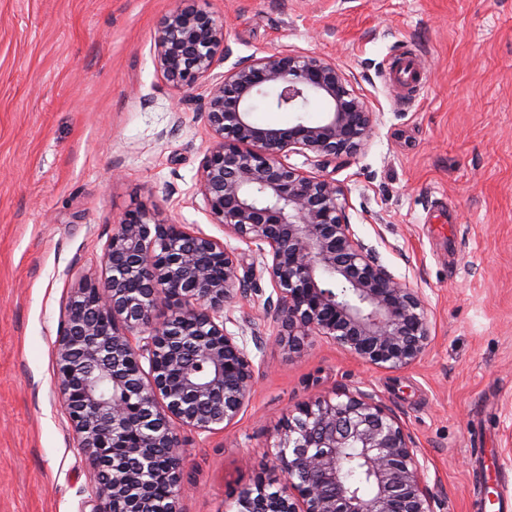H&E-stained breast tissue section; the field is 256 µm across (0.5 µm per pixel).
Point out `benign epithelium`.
Here are the masks:
<instances>
[{
    "mask_svg": "<svg viewBox=\"0 0 512 512\" xmlns=\"http://www.w3.org/2000/svg\"><path fill=\"white\" fill-rule=\"evenodd\" d=\"M157 68L189 90L232 56L224 23L178 0L159 22ZM278 111L325 104L315 123L258 125L254 102ZM213 144L199 175L212 220L256 245L276 298L278 327L296 350L322 336L361 362L401 369L428 350L426 299L355 238L344 187L328 168L363 150L374 115L336 60L281 52L237 61L203 109ZM291 153L314 162L306 173ZM245 291L224 244L138 206L112 230L105 275L85 279L65 308L55 346L56 383L79 448L97 470L90 512H180V430H222L256 383L255 356L225 327L224 308ZM362 464L369 490L346 479ZM284 477L244 490L236 512H432L426 465L398 419L370 394L318 397L288 418L276 446Z\"/></svg>",
    "mask_w": 512,
    "mask_h": 512,
    "instance_id": "benign-epithelium-1",
    "label": "benign epithelium"
}]
</instances>
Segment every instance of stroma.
<instances>
[{
	"label": "stroma",
	"instance_id": "obj_1",
	"mask_svg": "<svg viewBox=\"0 0 512 512\" xmlns=\"http://www.w3.org/2000/svg\"><path fill=\"white\" fill-rule=\"evenodd\" d=\"M176 0H0V512H85L93 472L55 382L70 295L104 276L114 224L144 205L220 240L246 296L229 332L269 336L249 404L212 434L182 431V512H234L290 410L372 394L427 462L433 512H477L512 493V0H201L233 60L316 52L345 69L375 117L369 145L336 162L357 239L427 300L431 345L399 370L310 336L275 338L273 287L254 247L225 235L198 190L213 81L174 88L156 68ZM420 62L403 95L396 57ZM453 218L444 234L434 214Z\"/></svg>",
	"mask_w": 512,
	"mask_h": 512
}]
</instances>
